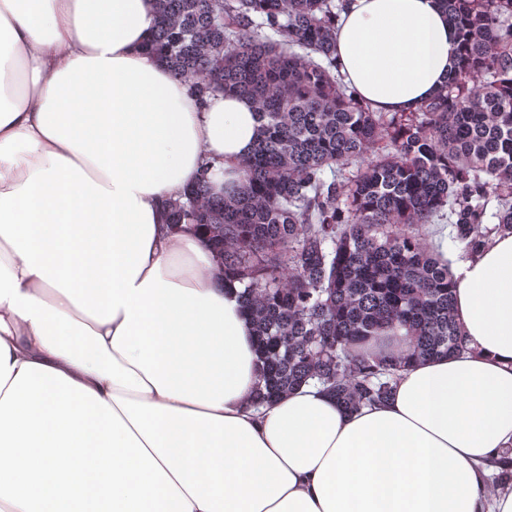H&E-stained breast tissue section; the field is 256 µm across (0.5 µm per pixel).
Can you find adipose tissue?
Here are the masks:
<instances>
[{
	"label": "adipose tissue",
	"mask_w": 512,
	"mask_h": 512,
	"mask_svg": "<svg viewBox=\"0 0 512 512\" xmlns=\"http://www.w3.org/2000/svg\"><path fill=\"white\" fill-rule=\"evenodd\" d=\"M156 0H0V512H512V234L452 264L461 355L345 412L270 404L241 286L166 204L242 179L251 105L191 96L145 45ZM460 53L437 0H350L341 72L415 110Z\"/></svg>",
	"instance_id": "obj_1"
}]
</instances>
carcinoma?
<instances>
[{
    "instance_id": "1",
    "label": "carcinoma",
    "mask_w": 512,
    "mask_h": 512,
    "mask_svg": "<svg viewBox=\"0 0 512 512\" xmlns=\"http://www.w3.org/2000/svg\"><path fill=\"white\" fill-rule=\"evenodd\" d=\"M440 3L457 69L380 112L338 70L344 0H157L148 51L198 99L235 94L258 117L240 190L212 194L204 170L168 216L241 285L262 404L315 382L352 413L406 365L465 351L450 247L512 234V0Z\"/></svg>"
}]
</instances>
